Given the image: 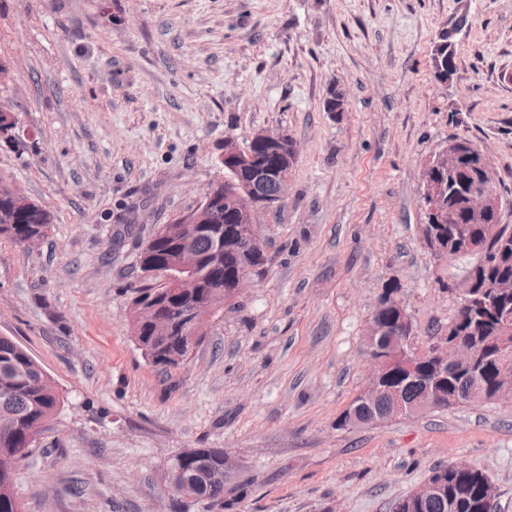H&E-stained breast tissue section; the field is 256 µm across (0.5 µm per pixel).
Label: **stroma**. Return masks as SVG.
<instances>
[{
	"label": "stroma",
	"mask_w": 512,
	"mask_h": 512,
	"mask_svg": "<svg viewBox=\"0 0 512 512\" xmlns=\"http://www.w3.org/2000/svg\"><path fill=\"white\" fill-rule=\"evenodd\" d=\"M0 63L25 142L0 140V185L54 218L32 249L0 242V336L63 398L16 470L23 512H393L456 459L512 512L510 401L336 426L385 286L423 351L474 263L424 244L430 156L473 140L512 225V0H0ZM333 89L345 111H325ZM259 130L298 147L284 202L255 216L268 261L161 374L129 325L138 253ZM185 448L223 449V503H177ZM461 25L462 23L459 22L450 30L447 29L442 31L439 34L438 42L435 45V57L438 68L437 73L444 81H447L448 76L452 75L451 55L452 50H454V42L452 41V38L458 32Z\"/></svg>",
	"instance_id": "35a3bbf8"
}]
</instances>
